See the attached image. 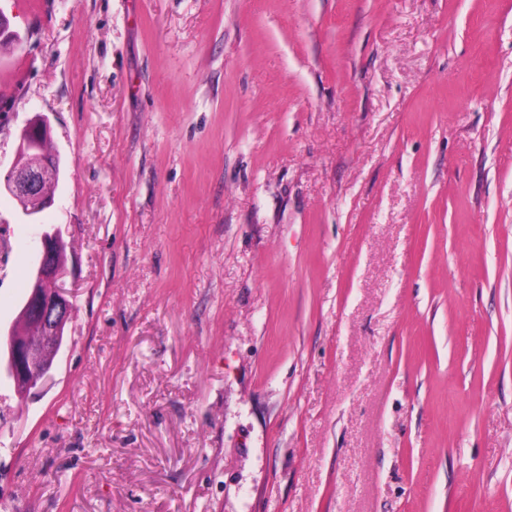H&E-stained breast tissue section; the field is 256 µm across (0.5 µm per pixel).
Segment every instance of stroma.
<instances>
[{"instance_id": "obj_1", "label": "stroma", "mask_w": 512, "mask_h": 512, "mask_svg": "<svg viewBox=\"0 0 512 512\" xmlns=\"http://www.w3.org/2000/svg\"><path fill=\"white\" fill-rule=\"evenodd\" d=\"M0 172L73 310L0 512H512V0H0ZM37 224L0 196V329ZM52 141V127L45 115H37L21 130L18 136L16 160L3 176L0 173V196L7 193L18 203L29 224H37L36 216L54 202L55 188L61 175L59 155L45 145Z\"/></svg>"}]
</instances>
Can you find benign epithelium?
Masks as SVG:
<instances>
[{
  "mask_svg": "<svg viewBox=\"0 0 512 512\" xmlns=\"http://www.w3.org/2000/svg\"><path fill=\"white\" fill-rule=\"evenodd\" d=\"M9 19L0 13V47L20 42ZM52 141V127L45 115H37L18 136L16 160L0 177V194L10 195L18 203L30 223L54 202L48 187L57 185L61 175L59 155L46 151ZM39 259L34 267L31 287L19 310L18 317L40 326V336L34 341L8 330L9 346L6 358L16 392L22 398L41 387L50 377L54 360L62 348L65 328L73 305L61 287L67 274L66 244L58 231H43L40 236Z\"/></svg>",
  "mask_w": 512,
  "mask_h": 512,
  "instance_id": "1",
  "label": "benign epithelium"
}]
</instances>
